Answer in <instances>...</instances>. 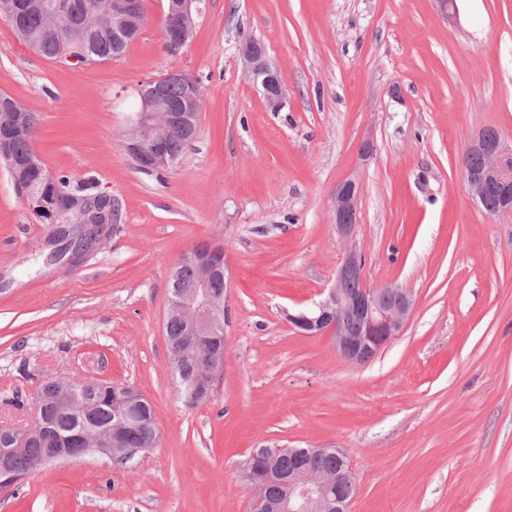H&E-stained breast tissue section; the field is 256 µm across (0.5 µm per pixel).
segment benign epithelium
Returning <instances> with one entry per match:
<instances>
[{
    "mask_svg": "<svg viewBox=\"0 0 512 512\" xmlns=\"http://www.w3.org/2000/svg\"><path fill=\"white\" fill-rule=\"evenodd\" d=\"M115 22L112 33L127 32L125 21L143 13L142 0H114ZM163 27L173 36L163 40L166 51L179 55L187 48L194 36L192 3L195 0H167ZM239 58L252 80L259 84L267 106L273 112L280 111L286 97L280 70L270 61L266 47L257 41H245L238 49ZM175 82L190 88L198 86L197 75L173 68L162 78L139 85L140 106L128 119L125 144L138 148L139 157L145 167L167 169L173 159L165 149V142L172 128L198 119L194 113L197 99L187 98L181 105L166 104V84ZM467 151L481 155L482 166L464 172L471 196L481 207H486L490 191H497L496 202L490 214L494 216L512 213V146L507 145L501 132L494 127L484 128L469 144ZM43 207L50 215L48 241H55L70 232L72 225L57 221V210L49 203ZM333 224L339 237L346 244L344 256L336 269V276L326 296L313 307L288 315V320L306 335L321 332L331 334L336 352L352 364H365L372 360L390 341L401 335L413 307L412 294L396 284L374 286L365 275L363 256L354 246L357 224H359V185L347 179L336 187L332 205ZM224 248L213 244L208 254L198 260V275L195 281L179 289L169 299V316L179 315L190 325L189 333L203 339L213 331L216 311L223 308L224 299L210 289L213 274L224 272V291L232 287L229 272L223 271ZM352 321L359 329L351 332L344 323ZM224 371V361L210 359L206 374L194 380L184 381L182 396L188 403L200 402L212 387L218 374ZM75 385L70 377L59 379L50 395L35 399L34 420L28 425L4 427L6 448H0V484L14 482L17 473L13 459L31 443L42 439L45 433L43 410L48 406H66L74 398ZM134 424L128 412H123L122 426L109 427L99 432L96 442L89 444L86 457L112 454V444L124 440L126 430ZM75 456L64 448H52L47 455L31 461L29 472L33 473L47 465L68 463ZM266 478L251 480L255 495L251 512H265ZM354 484L353 472L347 466L335 473L315 471L308 467L288 473V499L278 505L280 512H350L352 498L333 496L332 490Z\"/></svg>",
    "mask_w": 512,
    "mask_h": 512,
    "instance_id": "1",
    "label": "benign epithelium"
}]
</instances>
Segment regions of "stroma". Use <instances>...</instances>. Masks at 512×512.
<instances>
[{"instance_id": "stroma-1", "label": "stroma", "mask_w": 512, "mask_h": 512, "mask_svg": "<svg viewBox=\"0 0 512 512\" xmlns=\"http://www.w3.org/2000/svg\"><path fill=\"white\" fill-rule=\"evenodd\" d=\"M203 2L179 56L163 0H144L127 52L82 65L43 58L0 15V93L38 114L35 152L121 209L77 264L42 263L48 226L0 165V427L32 422L35 389L66 375L136 386L158 433L123 466L27 475L0 512H250L246 461L273 445L345 449L351 512H512V214L488 216L462 167L485 127L512 143V0H457L452 23L436 0ZM249 38L282 74L281 111L240 63ZM175 67L210 79L196 137L147 174L124 148L128 107ZM350 178L368 281L415 300L364 365L288 321L335 277L332 197ZM203 242L223 245L233 286L224 375L190 407L164 323L169 272Z\"/></svg>"}]
</instances>
